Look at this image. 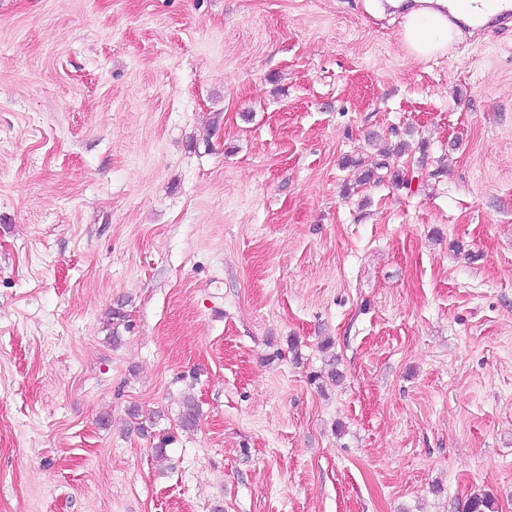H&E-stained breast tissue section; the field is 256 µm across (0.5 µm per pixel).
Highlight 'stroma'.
Wrapping results in <instances>:
<instances>
[{"mask_svg":"<svg viewBox=\"0 0 512 512\" xmlns=\"http://www.w3.org/2000/svg\"><path fill=\"white\" fill-rule=\"evenodd\" d=\"M477 493L512 512V23L418 62L365 0H0V512Z\"/></svg>","mask_w":512,"mask_h":512,"instance_id":"1","label":"stroma"}]
</instances>
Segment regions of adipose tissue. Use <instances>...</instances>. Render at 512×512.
Here are the masks:
<instances>
[{"label":"adipose tissue","mask_w":512,"mask_h":512,"mask_svg":"<svg viewBox=\"0 0 512 512\" xmlns=\"http://www.w3.org/2000/svg\"><path fill=\"white\" fill-rule=\"evenodd\" d=\"M448 0H373L376 14L394 9L402 14V36L411 55L426 61L445 51L458 33L448 26L443 8Z\"/></svg>","instance_id":"adipose-tissue-1"}]
</instances>
